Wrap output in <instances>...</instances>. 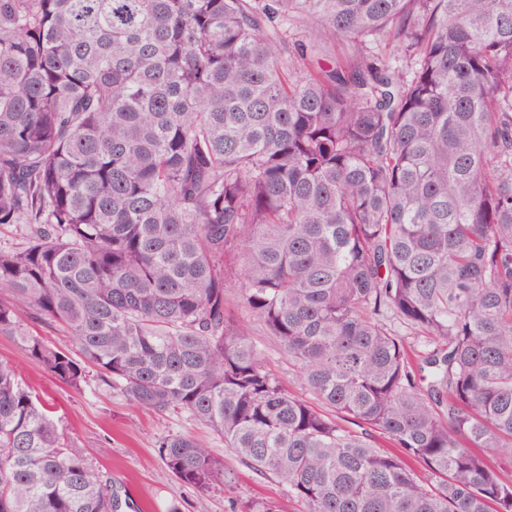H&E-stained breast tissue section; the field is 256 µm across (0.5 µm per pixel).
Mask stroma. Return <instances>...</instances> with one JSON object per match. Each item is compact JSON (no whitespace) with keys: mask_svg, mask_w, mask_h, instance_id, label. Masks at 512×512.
<instances>
[{"mask_svg":"<svg viewBox=\"0 0 512 512\" xmlns=\"http://www.w3.org/2000/svg\"><path fill=\"white\" fill-rule=\"evenodd\" d=\"M0 359L13 364L20 379L54 407L56 418L76 446L111 476L120 512H228V503L236 496L270 498L280 503L282 512H301L289 500L284 484L257 476L237 462L232 465L236 481L230 490L219 488L202 497L177 481L159 457L157 441L162 436L189 434L214 455H230L223 437L186 415H159L133 405L93 373L81 389H72L5 336H0Z\"/></svg>","mask_w":512,"mask_h":512,"instance_id":"35a3bbf8","label":"stroma"}]
</instances>
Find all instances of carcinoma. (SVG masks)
<instances>
[{"instance_id": "obj_1", "label": "carcinoma", "mask_w": 512, "mask_h": 512, "mask_svg": "<svg viewBox=\"0 0 512 512\" xmlns=\"http://www.w3.org/2000/svg\"><path fill=\"white\" fill-rule=\"evenodd\" d=\"M1 227L0 336L67 386L19 307L303 512H512V0H0ZM118 507L0 361V512ZM253 335L256 342L261 348L265 350L269 365L271 369L277 374L285 383L286 388L294 395L299 397L307 398V392L301 382L292 379V376L288 367V359L277 349L273 341L265 336L263 329L257 325L252 324ZM290 379V382H288Z\"/></svg>"}]
</instances>
